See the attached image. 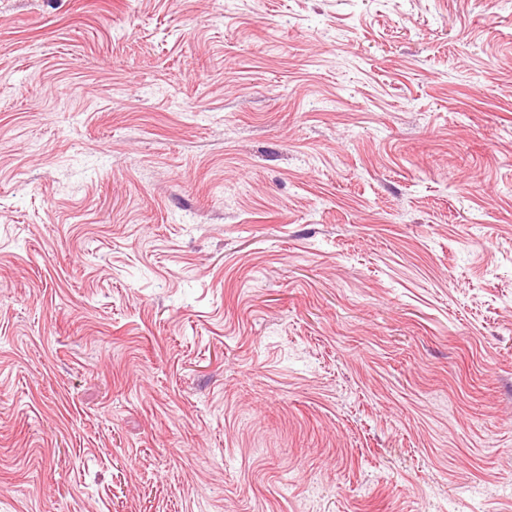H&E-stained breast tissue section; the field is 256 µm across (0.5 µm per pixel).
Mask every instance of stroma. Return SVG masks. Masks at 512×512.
Wrapping results in <instances>:
<instances>
[{"instance_id":"1","label":"stroma","mask_w":512,"mask_h":512,"mask_svg":"<svg viewBox=\"0 0 512 512\" xmlns=\"http://www.w3.org/2000/svg\"><path fill=\"white\" fill-rule=\"evenodd\" d=\"M0 512H512V0H0Z\"/></svg>"}]
</instances>
